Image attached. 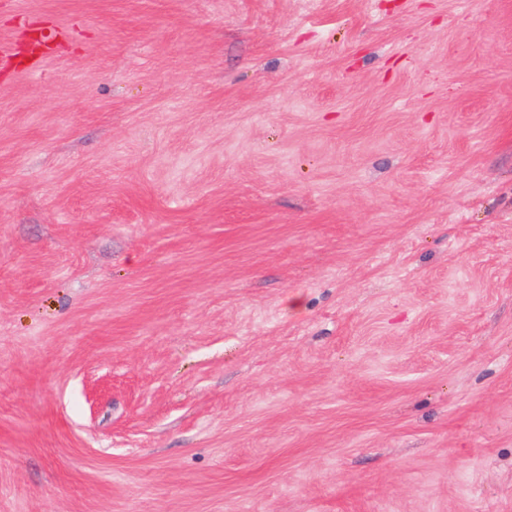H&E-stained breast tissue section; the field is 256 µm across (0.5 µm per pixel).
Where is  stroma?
I'll use <instances>...</instances> for the list:
<instances>
[{"instance_id":"obj_1","label":"stroma","mask_w":512,"mask_h":512,"mask_svg":"<svg viewBox=\"0 0 512 512\" xmlns=\"http://www.w3.org/2000/svg\"><path fill=\"white\" fill-rule=\"evenodd\" d=\"M0 512H512V0H0Z\"/></svg>"}]
</instances>
